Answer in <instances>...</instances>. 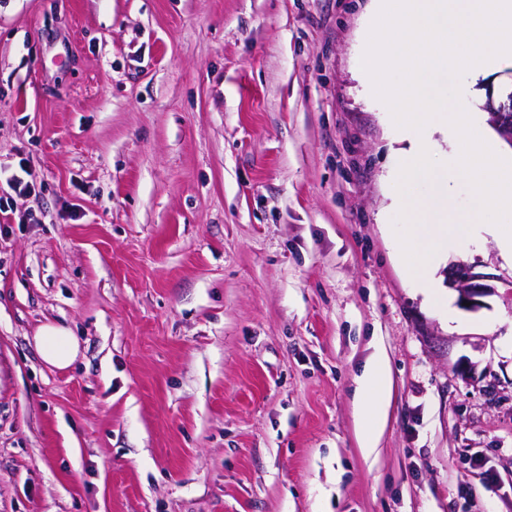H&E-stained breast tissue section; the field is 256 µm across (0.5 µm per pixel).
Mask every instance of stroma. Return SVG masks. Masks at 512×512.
<instances>
[{
  "label": "stroma",
  "mask_w": 512,
  "mask_h": 512,
  "mask_svg": "<svg viewBox=\"0 0 512 512\" xmlns=\"http://www.w3.org/2000/svg\"><path fill=\"white\" fill-rule=\"evenodd\" d=\"M367 2L0 0V176L35 187L0 215V512H512V265L449 252L475 311L402 274ZM494 277L474 272V267L464 263H455L448 268V281L459 293V302L470 303L466 308H479L484 305L482 298L498 295L497 288L488 281ZM34 344L43 362L53 368L69 367L79 353V339L63 325L46 324L34 338ZM392 381L383 350L376 349L356 379L354 405L361 448L370 453L388 419Z\"/></svg>",
  "instance_id": "stroma-1"
}]
</instances>
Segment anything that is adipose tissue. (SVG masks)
Instances as JSON below:
<instances>
[{
  "mask_svg": "<svg viewBox=\"0 0 512 512\" xmlns=\"http://www.w3.org/2000/svg\"><path fill=\"white\" fill-rule=\"evenodd\" d=\"M43 362L53 368L69 367L79 353V340L63 325L43 326L34 338ZM392 381L383 350L367 359L356 379L354 405L358 413L359 440L364 451H371L388 419Z\"/></svg>",
  "mask_w": 512,
  "mask_h": 512,
  "instance_id": "1",
  "label": "adipose tissue"
}]
</instances>
